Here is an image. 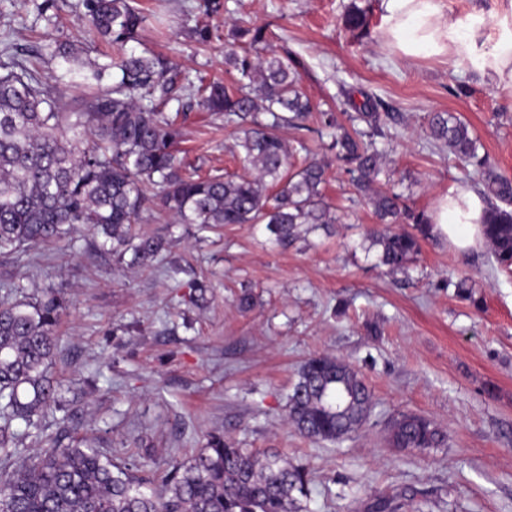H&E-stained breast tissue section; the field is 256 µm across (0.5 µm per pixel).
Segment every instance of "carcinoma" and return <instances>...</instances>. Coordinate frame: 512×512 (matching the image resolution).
Instances as JSON below:
<instances>
[{
    "label": "carcinoma",
    "mask_w": 512,
    "mask_h": 512,
    "mask_svg": "<svg viewBox=\"0 0 512 512\" xmlns=\"http://www.w3.org/2000/svg\"><path fill=\"white\" fill-rule=\"evenodd\" d=\"M83 15L109 45L110 62L84 60L68 43L50 57L60 80L90 90L69 109L37 76L30 60L4 48L0 59V254L41 245H73L88 232L129 264L146 266L166 241L133 233L145 213L177 224H264L271 243L288 247L316 231L332 233L345 213L326 198L331 162L310 155L305 140L281 130L331 138L336 166L372 209L376 223L364 240L377 249L376 266L408 272L431 237V222L391 185L376 139L387 116L366 101L342 123L314 111L290 60L267 48L263 27L237 26L224 41V63L235 82L204 88L183 82L177 67L150 50L126 49L138 40L143 16L129 0H81ZM351 30L367 25L352 6ZM112 85L101 83L107 72ZM200 94L199 105L241 128L236 147L243 173L202 178L187 169L176 145L181 131L162 106ZM428 135L478 176L484 203L481 233L497 266L512 267V177L479 152L461 118L434 112ZM64 304L60 292L0 299V512H305L309 472L276 453L255 454L212 433L188 462L172 459L159 488L145 486L131 467L78 436L51 367L61 353L56 336ZM373 405L371 391L350 363L329 355L307 358L288 394L285 421L316 442H339L358 432ZM22 423L25 432L14 425ZM396 448H440L444 436L425 417L400 412L387 423ZM39 450L23 455V440Z\"/></svg>",
    "instance_id": "1"
}]
</instances>
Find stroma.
Returning <instances> with one entry per match:
<instances>
[{
    "instance_id": "1",
    "label": "stroma",
    "mask_w": 512,
    "mask_h": 512,
    "mask_svg": "<svg viewBox=\"0 0 512 512\" xmlns=\"http://www.w3.org/2000/svg\"><path fill=\"white\" fill-rule=\"evenodd\" d=\"M203 2L134 0L145 15L135 50L166 55L193 82L229 85V30L265 26L313 104L337 110L369 96L395 113L387 167L412 185L414 208L430 211L468 182L447 148L431 145L428 113L460 116L512 175V91L466 60L402 59L385 44L382 0H215L210 13ZM353 4L371 9L367 34L344 25ZM81 14V0H0V47L27 58L67 41L100 60ZM199 22L211 43L188 37ZM182 131L179 156L200 175L239 171L223 116L191 106ZM325 192L352 216L306 244L275 250L261 224L203 231L156 213L135 229L168 239L161 265L129 267L83 239L49 244L0 255V295L19 280L62 291L65 351L53 377L76 389L74 423L145 480L159 482L170 457H190L218 431L307 468V512H373L380 497L387 512H512V272L494 268L488 247L462 252L439 238L423 242L410 279L386 274L361 247L370 208L349 204L337 170ZM464 276L474 300L452 286ZM314 354L347 361L373 392L366 424L340 442L310 441L284 420L297 368ZM399 412L432 420L444 447L390 446L384 429Z\"/></svg>"
}]
</instances>
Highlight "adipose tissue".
<instances>
[{"instance_id": "adipose-tissue-1", "label": "adipose tissue", "mask_w": 512, "mask_h": 512, "mask_svg": "<svg viewBox=\"0 0 512 512\" xmlns=\"http://www.w3.org/2000/svg\"><path fill=\"white\" fill-rule=\"evenodd\" d=\"M386 44L408 59L421 55L466 59L497 84L512 88V0H502L491 15H473L460 23L442 0H384ZM498 36L487 41V28ZM482 206L477 195L460 186L439 197L430 215L433 231L450 246L468 251L482 243Z\"/></svg>"}]
</instances>
